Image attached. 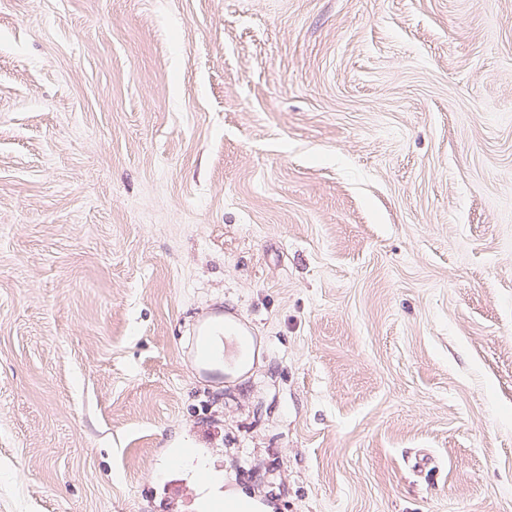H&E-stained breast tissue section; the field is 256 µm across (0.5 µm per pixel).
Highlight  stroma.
<instances>
[{"label":"stroma","mask_w":512,"mask_h":512,"mask_svg":"<svg viewBox=\"0 0 512 512\" xmlns=\"http://www.w3.org/2000/svg\"><path fill=\"white\" fill-rule=\"evenodd\" d=\"M185 445L512 512V0H0V512H200ZM223 334L225 337L217 336ZM194 335V338L188 342L187 348L183 350V357L188 361H194L202 372L208 373L211 371L212 359L201 349L208 342L209 337L215 336L208 346L209 352L219 355L224 348L222 337L245 336V333L236 320L224 315V321L208 317L201 318L195 325Z\"/></svg>","instance_id":"obj_1"}]
</instances>
